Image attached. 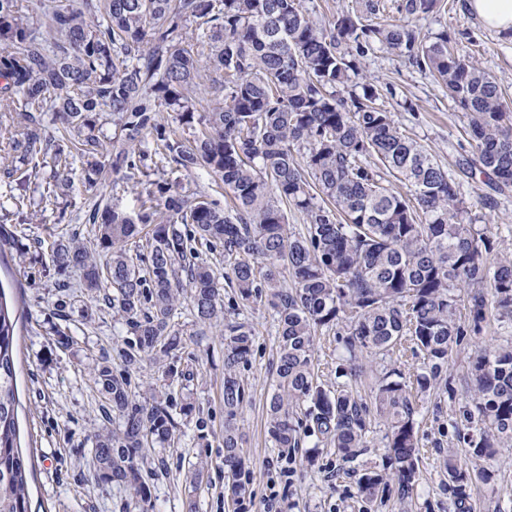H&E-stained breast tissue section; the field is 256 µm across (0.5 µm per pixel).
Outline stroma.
I'll return each mask as SVG.
<instances>
[{
	"label": "stroma",
	"mask_w": 512,
	"mask_h": 512,
	"mask_svg": "<svg viewBox=\"0 0 512 512\" xmlns=\"http://www.w3.org/2000/svg\"><path fill=\"white\" fill-rule=\"evenodd\" d=\"M466 0H443L439 12L420 21L423 32L447 31L449 38L468 45L475 60L495 76L512 104V40L485 28L467 10ZM368 78L390 86L382 98L404 133L420 143L459 185L464 199L489 228L496 252L512 255V194L496 196L494 208L480 205L490 193L483 175L461 173L464 156L462 111L445 88L404 60L377 49L362 62ZM83 162H75L72 186L57 205L40 208L44 176L29 179L0 177V202L10 197L31 200L23 211L0 210V290L9 309L19 314L17 326L18 442L33 468L28 477L31 512H186L195 501L196 512H266L271 490H278L283 512H363L354 477L346 475L330 447L299 449L291 460L293 473L283 477L282 457L265 427L266 407L272 393L277 359L276 323L271 311L245 307L242 320L254 330L250 362L241 375L250 389L239 425L244 452L253 469L249 509L233 504L224 478V338L220 328L198 335L188 305H181L177 327L186 342L174 364L180 377H166L149 360L128 367L123 352L132 337L108 302L110 288L88 293L81 269L54 266L50 244L61 237L88 240L91 227L84 215L92 204L82 187ZM67 331L68 346L56 342ZM512 341V320L489 317L481 338L465 337L454 346L448 364L449 392L416 396L422 452L412 500L400 506L389 500L379 512H454L443 467L448 450L464 452L461 440L463 410L471 392L467 369L478 341ZM126 370L132 394L141 400L149 388L169 390L171 413L179 440L156 446L141 466L150 491L143 507L131 504L125 488L95 480L97 462L92 436L115 429L118 417L109 412L96 383L102 367ZM191 414H184L185 406ZM204 465L198 488L190 475ZM473 469L486 470L491 479L473 491L476 512H512V447L492 459L477 460Z\"/></svg>",
	"instance_id": "35a3bbf8"
}]
</instances>
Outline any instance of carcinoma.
<instances>
[{"instance_id": "obj_1", "label": "carcinoma", "mask_w": 512, "mask_h": 512, "mask_svg": "<svg viewBox=\"0 0 512 512\" xmlns=\"http://www.w3.org/2000/svg\"><path fill=\"white\" fill-rule=\"evenodd\" d=\"M439 2L400 0V17L385 19L384 0H352L321 23L301 0H49L41 20L24 0H0V112L11 118L0 121L3 173L50 167L41 198L51 202L70 188L75 159L90 167L84 188L96 201L84 221L92 237L53 241V263L82 269L91 291L112 288L109 303L136 337L126 365L182 348L174 317L183 297L196 323L224 325V474L235 504L251 479L237 417L249 398L239 370L254 334L226 315L224 285L195 243L221 245L239 301L266 307L277 322L267 432L283 456L310 434L345 463L372 447L362 398L348 384L331 391L318 381L319 330H343L348 358L336 374L352 381L362 373L358 355L386 357L410 337L423 359L417 387L429 393L453 346L480 335L487 314L512 321V256L492 255L455 180L382 107L381 87L358 81L377 48L439 80L466 118L461 172L483 174L500 194L512 190V107L465 45L446 31L422 34L418 22ZM193 24L200 34L191 44ZM204 84L222 98L206 111L196 99ZM169 168L220 175L234 206L163 180L148 182L129 213L98 199L109 179L127 184ZM388 175L406 192L385 185ZM289 208L305 216L302 229L288 224ZM143 231L150 251L141 269L127 244ZM17 322L0 296V512H30L31 460L16 443ZM393 375L373 395L387 426L383 469L357 478L369 508L391 494L404 502L416 482L419 411L411 387ZM468 378L478 425L468 454L491 457L512 445V341L479 345ZM97 383L119 428L93 436L95 479L145 502L146 446L178 429L169 394L135 401L127 376L107 367ZM444 465L456 512H473V480L489 475L451 452Z\"/></svg>"}]
</instances>
